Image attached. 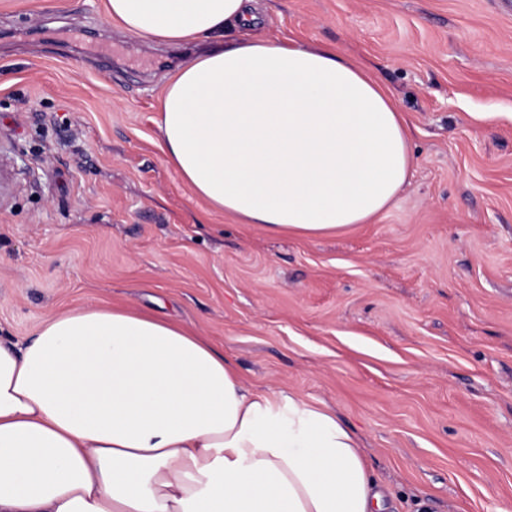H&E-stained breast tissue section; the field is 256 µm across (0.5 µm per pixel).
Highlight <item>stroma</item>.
Returning a JSON list of instances; mask_svg holds the SVG:
<instances>
[{
    "mask_svg": "<svg viewBox=\"0 0 512 512\" xmlns=\"http://www.w3.org/2000/svg\"><path fill=\"white\" fill-rule=\"evenodd\" d=\"M105 4L0 0V336L93 305L175 321L334 411L385 512H512V0H262L253 37L370 70L413 155L370 223L278 237L164 159L162 77L194 45Z\"/></svg>",
    "mask_w": 512,
    "mask_h": 512,
    "instance_id": "35a3bbf8",
    "label": "stroma"
}]
</instances>
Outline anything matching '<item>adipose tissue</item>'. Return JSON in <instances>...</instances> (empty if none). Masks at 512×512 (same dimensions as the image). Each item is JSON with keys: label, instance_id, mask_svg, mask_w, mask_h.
Returning <instances> with one entry per match:
<instances>
[{"label": "adipose tissue", "instance_id": "obj_1", "mask_svg": "<svg viewBox=\"0 0 512 512\" xmlns=\"http://www.w3.org/2000/svg\"><path fill=\"white\" fill-rule=\"evenodd\" d=\"M258 0H107L127 34L198 52L164 79L165 161L266 234L369 223L410 176L408 126L330 47L249 34ZM354 433L247 388L180 324L111 306L0 339V512H383Z\"/></svg>", "mask_w": 512, "mask_h": 512}]
</instances>
